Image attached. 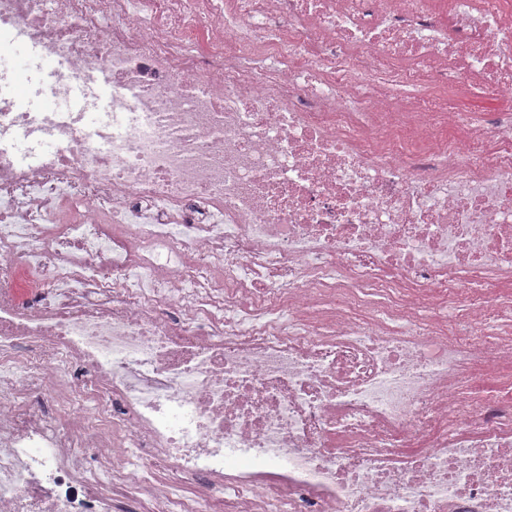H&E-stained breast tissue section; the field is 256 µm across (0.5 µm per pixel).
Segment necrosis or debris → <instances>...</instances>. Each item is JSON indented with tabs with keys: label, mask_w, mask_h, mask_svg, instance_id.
Masks as SVG:
<instances>
[{
	"label": "necrosis or debris",
	"mask_w": 512,
	"mask_h": 512,
	"mask_svg": "<svg viewBox=\"0 0 512 512\" xmlns=\"http://www.w3.org/2000/svg\"><path fill=\"white\" fill-rule=\"evenodd\" d=\"M484 84L512 0H0V512H512ZM459 101L460 104L468 109L487 114H494L510 105L507 99L497 96L489 88L477 90L470 94H463ZM506 379L507 377L499 380L496 378L484 376L478 371H473L467 378L466 390L471 396L479 398L485 392L500 386L503 382H506Z\"/></svg>",
	"instance_id": "4bbe7bcc"
}]
</instances>
